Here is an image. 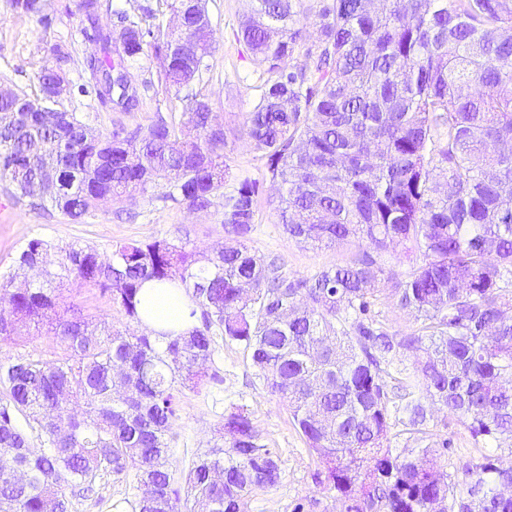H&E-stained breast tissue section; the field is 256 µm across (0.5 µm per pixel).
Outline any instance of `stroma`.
<instances>
[{
    "instance_id": "1",
    "label": "stroma",
    "mask_w": 512,
    "mask_h": 512,
    "mask_svg": "<svg viewBox=\"0 0 512 512\" xmlns=\"http://www.w3.org/2000/svg\"><path fill=\"white\" fill-rule=\"evenodd\" d=\"M63 0H49L46 9L50 26H43L37 17L13 9L11 0H0V76L7 86L39 97L36 80L50 58L51 48L67 45L72 61L69 78L79 81L82 62L93 52L92 44L78 31L77 17L61 8ZM252 0H208L212 23L217 31L215 49L208 60L210 69L197 84L226 126L237 127L251 112L260 96L264 76L252 54L237 38L242 22L251 13ZM131 77L143 94L139 112L120 115L101 111L88 97L65 100L66 108L77 112L97 128L106 130L115 122L132 126L148 124L156 110L180 111L174 96L165 93L157 78V64L150 59L133 63ZM232 171L237 178L256 181L259 186L260 209L249 244L256 250L281 256L291 275L302 277L318 269L345 260L354 251V244L315 249L299 243L286 234L278 222L273 205L278 184L273 181L263 161L244 139L230 146ZM221 213H193L168 203L140 202L131 209L119 203H105L91 211L80 222H72L57 210L42 211L29 206L27 200L16 199L8 181L0 180V276L14 272L16 258L33 239L49 242V261H56L61 249L79 243L109 253L113 245L130 241H148L156 237L188 238L191 246L207 253L224 241ZM97 287L70 283L62 290L65 301L82 304L96 320L109 324H127L137 331V323L126 322L119 309L98 298ZM209 372L221 381L207 384L197 391H185L181 398V417L173 428L171 446L180 467H187L196 449L204 447L211 431L225 411L241 406L251 414L254 425L268 447L280 455L282 479L270 489L254 492L247 499V512H294L297 505L311 506L312 512H336L332 493L324 491L315 481L317 463L309 453L304 439L295 427L286 406L265 390L255 378L250 358L242 346L218 342ZM441 425L436 433L448 442V451L441 458L444 472H457L477 462L484 453L469 432L456 418L445 411H436ZM134 480L118 482L106 477L98 481L94 494L73 502L72 512H128L126 501L135 493Z\"/></svg>"
}]
</instances>
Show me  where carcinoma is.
Returning a JSON list of instances; mask_svg holds the SVG:
<instances>
[{
    "instance_id": "1",
    "label": "carcinoma",
    "mask_w": 512,
    "mask_h": 512,
    "mask_svg": "<svg viewBox=\"0 0 512 512\" xmlns=\"http://www.w3.org/2000/svg\"><path fill=\"white\" fill-rule=\"evenodd\" d=\"M253 2L237 38L268 78L235 130L195 89L216 44L206 0H173V12L187 11L177 28L149 7L147 27L116 8L104 28L101 0L64 5L96 47L73 94L137 112L129 67L154 58L178 117L159 110L146 126L100 130L57 99L46 112L15 111L23 92L0 101V178L30 207L78 221L104 200L147 195L193 212L221 207L225 236L202 259L168 237L108 255L72 245L53 271L48 244L28 242L17 259L26 287L0 282L10 307L0 340L45 331L57 344L0 359V512H71L64 488L88 491L107 475H134L132 512H245L252 493L276 486V449L242 406L176 479L180 396L218 380L206 368L216 329L286 403L339 512H512V464L490 454L444 473L448 440L433 418L447 410L486 445L512 437V0H314L320 37L292 67L306 39L295 0ZM70 60L53 48L40 91ZM230 134L280 182L278 223L290 237L364 245L305 278L249 247L258 187L232 181ZM398 247L409 259L400 275L381 260ZM71 279L137 323L143 283L178 282L201 325L161 340L95 323L51 288ZM382 295L418 329L392 334L376 320ZM399 354L409 364L394 366Z\"/></svg>"
}]
</instances>
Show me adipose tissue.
Listing matches in <instances>:
<instances>
[{
  "label": "adipose tissue",
  "instance_id": "obj_1",
  "mask_svg": "<svg viewBox=\"0 0 512 512\" xmlns=\"http://www.w3.org/2000/svg\"><path fill=\"white\" fill-rule=\"evenodd\" d=\"M143 327L161 333L183 332L193 324L189 316L191 300L185 289L145 283L140 295Z\"/></svg>",
  "mask_w": 512,
  "mask_h": 512
}]
</instances>
